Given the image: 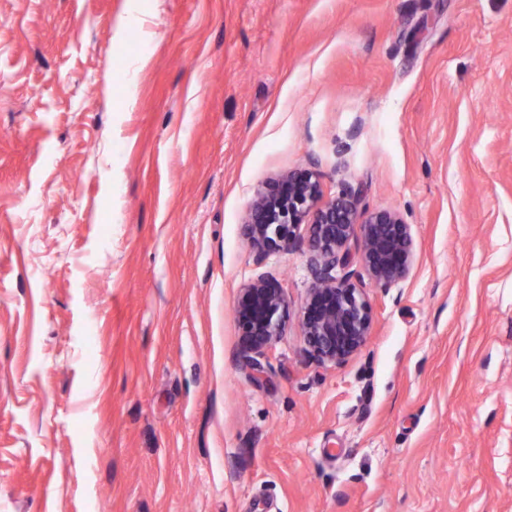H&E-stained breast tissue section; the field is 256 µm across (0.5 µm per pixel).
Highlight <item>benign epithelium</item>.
Listing matches in <instances>:
<instances>
[{"label":"benign epithelium","instance_id":"1","mask_svg":"<svg viewBox=\"0 0 512 512\" xmlns=\"http://www.w3.org/2000/svg\"><path fill=\"white\" fill-rule=\"evenodd\" d=\"M302 224L310 225L308 266L314 281L300 314L306 352L320 364L341 367L367 345L372 332V309L352 282V266L360 263L377 288L397 285L413 264L411 227L393 210L360 211L358 193L351 188L325 197L317 172L309 166L261 185L243 233L256 261L262 262L294 243ZM288 316L279 281L259 277L244 284L235 307L244 353L271 348Z\"/></svg>","mask_w":512,"mask_h":512}]
</instances>
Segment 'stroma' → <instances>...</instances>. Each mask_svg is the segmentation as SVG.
Listing matches in <instances>:
<instances>
[{"label": "stroma", "instance_id": "stroma-1", "mask_svg": "<svg viewBox=\"0 0 512 512\" xmlns=\"http://www.w3.org/2000/svg\"><path fill=\"white\" fill-rule=\"evenodd\" d=\"M311 163L415 247L340 367L242 231ZM0 512H512V0H0ZM288 300L274 278L259 277L240 289L235 319L244 354H262L281 336L288 321Z\"/></svg>", "mask_w": 512, "mask_h": 512}]
</instances>
